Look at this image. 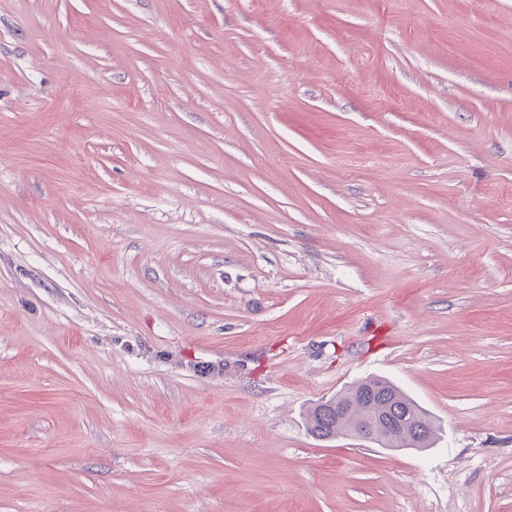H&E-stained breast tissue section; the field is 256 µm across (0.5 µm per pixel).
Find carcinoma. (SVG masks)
<instances>
[{
    "instance_id": "cac0c4a2",
    "label": "carcinoma",
    "mask_w": 512,
    "mask_h": 512,
    "mask_svg": "<svg viewBox=\"0 0 512 512\" xmlns=\"http://www.w3.org/2000/svg\"><path fill=\"white\" fill-rule=\"evenodd\" d=\"M363 398L375 410L390 411L394 423H403L407 431L399 437H390L381 431L382 447L394 450H421L430 447L440 430L431 415L392 382L381 377H367L334 395L335 408L323 402L314 404L306 415L307 430L321 440L334 430H350L354 424L368 418L363 406L350 403L351 397Z\"/></svg>"
}]
</instances>
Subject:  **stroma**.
<instances>
[{
	"label": "stroma",
	"instance_id": "35a3bbf8",
	"mask_svg": "<svg viewBox=\"0 0 512 512\" xmlns=\"http://www.w3.org/2000/svg\"><path fill=\"white\" fill-rule=\"evenodd\" d=\"M0 512H512V0H0ZM352 396L364 398L372 403V410L388 409L394 424L399 422L407 427V431L400 437H390L386 432L377 430L379 437L384 438L382 447L394 450H421L429 448L435 441L440 430L431 415L409 397L403 390L392 382L381 377H367L349 386L332 396L335 398L334 409L323 403V400L314 404L306 415L307 430L315 438L321 440L328 437L334 430H344L345 433L336 437H355L360 440H369L377 443L374 428L369 424L373 421L386 422L385 414H373V420L358 424L352 432H348L355 423L368 418L364 406L357 403L350 404ZM346 404L349 411L345 416L337 413L338 407Z\"/></svg>",
	"mask_w": 512,
	"mask_h": 512
}]
</instances>
